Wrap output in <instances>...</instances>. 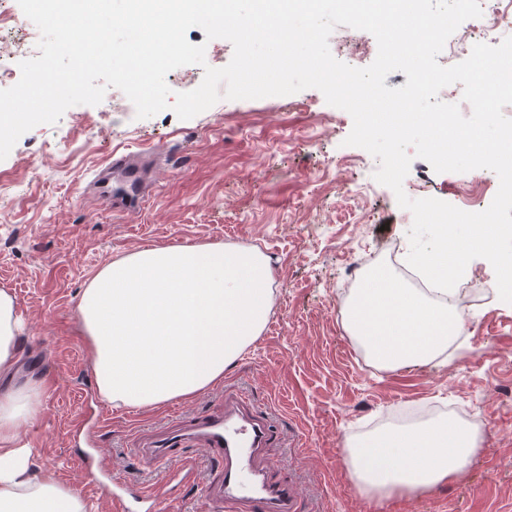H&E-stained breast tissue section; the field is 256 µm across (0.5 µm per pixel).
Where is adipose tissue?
I'll list each match as a JSON object with an SVG mask.
<instances>
[{
  "label": "adipose tissue",
  "mask_w": 512,
  "mask_h": 512,
  "mask_svg": "<svg viewBox=\"0 0 512 512\" xmlns=\"http://www.w3.org/2000/svg\"><path fill=\"white\" fill-rule=\"evenodd\" d=\"M267 257L187 245L135 251L98 270L78 313L99 396L115 408L190 400L220 382L260 335L272 307ZM23 321L0 289V512H99L53 476L37 475L26 429L45 383L12 386ZM477 430L455 418L392 426L350 443L351 475L369 492L426 490L461 477Z\"/></svg>",
  "instance_id": "1"
}]
</instances>
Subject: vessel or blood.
Returning a JSON list of instances; mask_svg holds the SVG:
<instances>
[{
	"instance_id": "obj_1",
	"label": "vessel or blood",
	"mask_w": 512,
	"mask_h": 512,
	"mask_svg": "<svg viewBox=\"0 0 512 512\" xmlns=\"http://www.w3.org/2000/svg\"><path fill=\"white\" fill-rule=\"evenodd\" d=\"M279 435L266 414L242 398L225 395L223 412L180 417L175 425L136 440L137 455L154 466L157 481L147 488L110 476L107 492L113 512H132L136 504L145 512H164L170 484L194 479L193 468L177 463L190 443L207 452L210 477L200 493L212 512H295L287 479L269 478L257 467L260 456Z\"/></svg>"
}]
</instances>
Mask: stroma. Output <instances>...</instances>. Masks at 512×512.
<instances>
[{
  "instance_id": "stroma-1",
  "label": "stroma",
  "mask_w": 512,
  "mask_h": 512,
  "mask_svg": "<svg viewBox=\"0 0 512 512\" xmlns=\"http://www.w3.org/2000/svg\"><path fill=\"white\" fill-rule=\"evenodd\" d=\"M187 39L205 45L206 64L170 71L175 92L195 89L205 67H224L233 56L231 43L217 45L200 28ZM329 48L358 68L378 51L372 34L343 25ZM352 126L315 88L223 99L182 120L169 109L137 118L111 87L100 104L28 131L0 160V289L10 290L24 319L22 368L45 381L42 409L26 431L42 473L112 512L106 492L85 478L72 439L74 421L97 395L77 311L89 278L141 248L222 244L257 249L270 261L272 309L263 331L222 381L194 399L109 409L98 460L151 482L132 434L179 414L217 413L233 392L282 430L267 464L293 484L301 512H512V304L500 300L492 265L476 258L467 266L460 284L473 303L448 359L385 369L343 328L338 306L350 263L373 256L404 274L413 224L374 179L377 160L345 145ZM116 152L153 160L157 177L138 207H113L89 187ZM498 187L491 170L437 173L417 157L403 182L410 198L477 211ZM452 411L482 433L461 478L417 494L361 490L346 465L348 443Z\"/></svg>"
}]
</instances>
